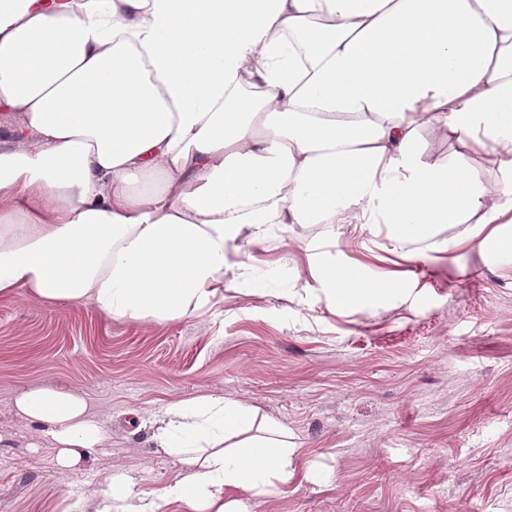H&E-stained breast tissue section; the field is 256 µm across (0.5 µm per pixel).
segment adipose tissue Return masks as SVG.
Returning a JSON list of instances; mask_svg holds the SVG:
<instances>
[{
    "label": "adipose tissue",
    "instance_id": "obj_1",
    "mask_svg": "<svg viewBox=\"0 0 512 512\" xmlns=\"http://www.w3.org/2000/svg\"><path fill=\"white\" fill-rule=\"evenodd\" d=\"M303 36L306 66L292 39ZM489 157L426 160L421 130ZM512 223V0H0V300L27 293L164 324L224 304L226 256L274 224ZM342 305L365 285L318 271ZM71 469L105 432L77 394L23 389ZM249 408L167 404L179 481L110 477L117 512H235L292 478L283 431L224 449Z\"/></svg>",
    "mask_w": 512,
    "mask_h": 512
}]
</instances>
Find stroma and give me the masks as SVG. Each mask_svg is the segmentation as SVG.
Instances as JSON below:
<instances>
[{
    "instance_id": "35a3bbf8",
    "label": "stroma",
    "mask_w": 512,
    "mask_h": 512,
    "mask_svg": "<svg viewBox=\"0 0 512 512\" xmlns=\"http://www.w3.org/2000/svg\"><path fill=\"white\" fill-rule=\"evenodd\" d=\"M471 230L392 253L385 224H281L229 255L219 312L165 324L0 302V512H95L113 474L159 493L180 469L153 423L202 395L251 407L247 436L288 433L296 477L235 491L243 512H512V252ZM314 264L399 289L335 306ZM29 386L79 394L103 423L78 467L16 417Z\"/></svg>"
}]
</instances>
